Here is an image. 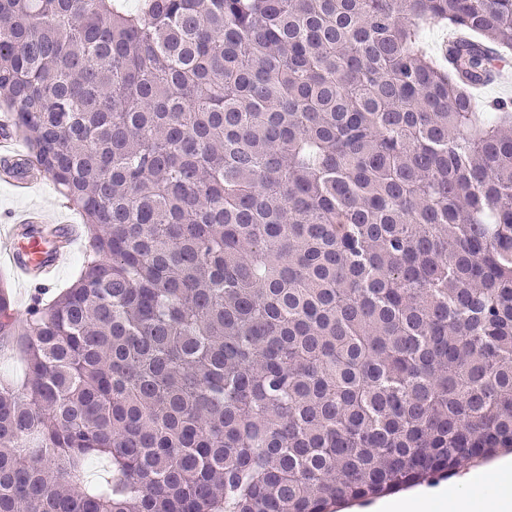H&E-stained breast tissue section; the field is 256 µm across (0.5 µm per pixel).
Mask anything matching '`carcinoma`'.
<instances>
[{"label":"carcinoma","instance_id":"carcinoma-1","mask_svg":"<svg viewBox=\"0 0 512 512\" xmlns=\"http://www.w3.org/2000/svg\"><path fill=\"white\" fill-rule=\"evenodd\" d=\"M510 55L512 0H0L14 169L88 243L27 329L0 283V512H332L512 451V102L470 95ZM24 369V362L19 354L0 346V377L20 380L23 378Z\"/></svg>","mask_w":512,"mask_h":512}]
</instances>
